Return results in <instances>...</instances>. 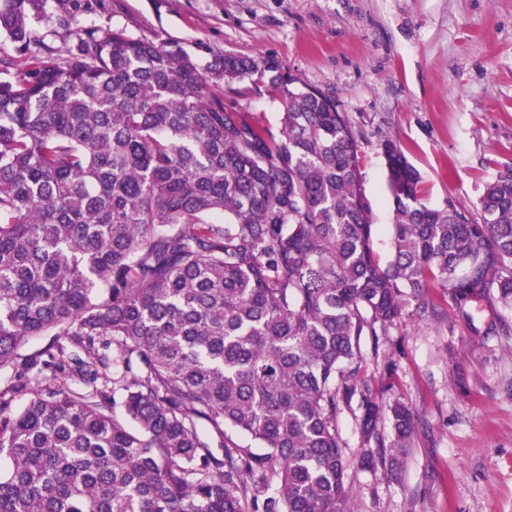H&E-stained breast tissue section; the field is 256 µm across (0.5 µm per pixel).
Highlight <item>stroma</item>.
<instances>
[{"mask_svg":"<svg viewBox=\"0 0 512 512\" xmlns=\"http://www.w3.org/2000/svg\"><path fill=\"white\" fill-rule=\"evenodd\" d=\"M66 11L203 64L258 61L225 86L224 105L276 136L284 106L272 77L334 96L365 135L380 262L392 258L381 140L399 141L436 208H473L512 169V0H49L35 37L73 48L57 24ZM380 352L397 364L393 392L417 429L391 476L355 473L359 512H512V309L488 297L463 315L443 301L421 317L410 305Z\"/></svg>","mask_w":512,"mask_h":512,"instance_id":"obj_1","label":"stroma"}]
</instances>
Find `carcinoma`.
I'll return each mask as SVG.
<instances>
[{
  "mask_svg": "<svg viewBox=\"0 0 512 512\" xmlns=\"http://www.w3.org/2000/svg\"><path fill=\"white\" fill-rule=\"evenodd\" d=\"M47 2L0 0L22 56L0 58V512H355L343 409L374 473L415 432L400 397L373 395L362 337L378 359L434 288L461 313L512 308V170L475 214L433 208L382 140L383 265L362 133L334 98L277 83V138L224 108L259 62L202 65L70 14L74 49L34 50ZM338 433L345 446L348 461L353 464L360 452V433L358 422L349 409H344L338 421Z\"/></svg>",
  "mask_w": 512,
  "mask_h": 512,
  "instance_id": "1",
  "label": "carcinoma"
}]
</instances>
